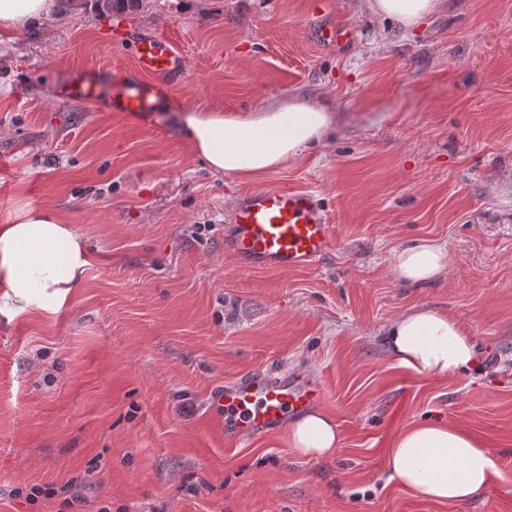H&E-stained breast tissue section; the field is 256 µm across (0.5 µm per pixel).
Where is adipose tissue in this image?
<instances>
[{"label": "adipose tissue", "mask_w": 512, "mask_h": 512, "mask_svg": "<svg viewBox=\"0 0 512 512\" xmlns=\"http://www.w3.org/2000/svg\"><path fill=\"white\" fill-rule=\"evenodd\" d=\"M437 0H368L377 16L403 26L416 25ZM55 0H0V25L21 28L49 14ZM179 123L195 152L220 173L256 179L298 158L321 143L334 124L326 107L292 96L246 114L210 107L191 109ZM85 239L49 208L22 206L12 223L0 224V310L15 314L57 313L87 266ZM448 249L430 239L400 250L391 273L410 284L445 276ZM388 347L403 368L424 377L469 370L480 352L457 319L432 309H416L395 318L386 330ZM299 455L323 457L340 445L335 423L315 410L289 429ZM389 477L414 496L456 503L480 496L501 477L495 457L481 440L441 422L426 421L401 431L388 452Z\"/></svg>", "instance_id": "obj_1"}]
</instances>
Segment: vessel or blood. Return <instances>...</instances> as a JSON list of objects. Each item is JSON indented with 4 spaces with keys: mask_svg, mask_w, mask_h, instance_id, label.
<instances>
[{
    "mask_svg": "<svg viewBox=\"0 0 512 512\" xmlns=\"http://www.w3.org/2000/svg\"><path fill=\"white\" fill-rule=\"evenodd\" d=\"M105 40L134 49V63L121 69L120 87L100 99L111 70H79L53 91L62 104H103L131 122L146 121L174 82L184 79L185 56L170 36L138 31L124 22L105 25ZM224 252L244 270H292L318 263L333 248V226L318 195L304 189L268 188L244 193L226 220ZM320 386L306 377L272 378L260 372L226 383L212 404L217 433L228 448L259 434L287 428L293 417L319 406Z\"/></svg>",
    "mask_w": 512,
    "mask_h": 512,
    "instance_id": "vessel-or-blood-1",
    "label": "vessel or blood"
}]
</instances>
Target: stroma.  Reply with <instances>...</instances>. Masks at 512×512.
Wrapping results in <instances>:
<instances>
[{
    "instance_id": "35a3bbf8",
    "label": "stroma",
    "mask_w": 512,
    "mask_h": 512,
    "mask_svg": "<svg viewBox=\"0 0 512 512\" xmlns=\"http://www.w3.org/2000/svg\"><path fill=\"white\" fill-rule=\"evenodd\" d=\"M310 2L146 0L129 21L175 38L189 72L144 124L52 97L76 70L133 62L102 41L94 0L0 26V224L50 207L90 261L59 313H0V512H512V0H438L411 28L327 0L356 30L342 51L314 39ZM296 95L333 127L258 180L209 169L178 124ZM273 187L315 192L335 247L240 272L224 220ZM422 238L447 244L446 275L394 280ZM418 308L463 323L481 363L398 366L386 328ZM255 370L324 390L333 455L300 456L284 431L225 447L213 399ZM430 417L486 443L503 479L455 504L390 480L393 439ZM70 481L73 506L25 496Z\"/></svg>"
}]
</instances>
